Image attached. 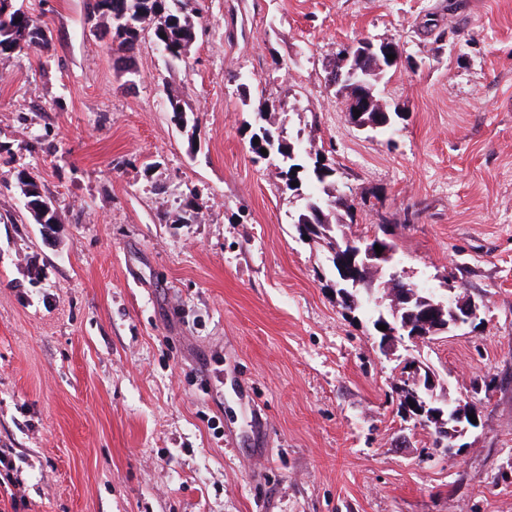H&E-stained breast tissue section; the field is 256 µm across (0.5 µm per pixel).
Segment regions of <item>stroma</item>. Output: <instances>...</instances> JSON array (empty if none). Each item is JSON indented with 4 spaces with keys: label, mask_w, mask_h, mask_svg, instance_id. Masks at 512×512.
<instances>
[{
    "label": "stroma",
    "mask_w": 512,
    "mask_h": 512,
    "mask_svg": "<svg viewBox=\"0 0 512 512\" xmlns=\"http://www.w3.org/2000/svg\"><path fill=\"white\" fill-rule=\"evenodd\" d=\"M18 4L50 35L0 57V448L20 512H512V0H206L189 62L146 35L124 75L93 0ZM364 38L399 51L376 87L390 134L351 126L331 82ZM258 99L335 165L349 236L392 240L407 281L461 284L476 329L380 351L299 236L280 159H252ZM405 357L453 402L491 382L460 447L391 401ZM0 464L2 466L1 471L4 472V478L6 479L9 486H11L12 493L10 494L11 508L17 512L18 507L23 505L21 501L16 500L18 497V488L22 485L21 480L17 477L18 467L15 465L10 453L6 454V451L0 449ZM15 472V473H14ZM14 475H16L14 477Z\"/></svg>",
    "instance_id": "1"
}]
</instances>
